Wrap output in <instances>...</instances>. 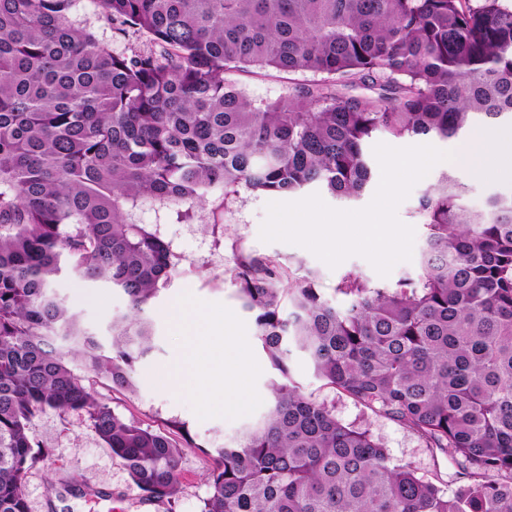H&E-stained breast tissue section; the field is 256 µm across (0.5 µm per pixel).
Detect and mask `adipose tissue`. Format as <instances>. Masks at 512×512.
I'll list each match as a JSON object with an SVG mask.
<instances>
[{"label":"adipose tissue","instance_id":"adipose-tissue-1","mask_svg":"<svg viewBox=\"0 0 512 512\" xmlns=\"http://www.w3.org/2000/svg\"><path fill=\"white\" fill-rule=\"evenodd\" d=\"M166 318L184 344L176 359L159 370L165 389L197 394L207 411L230 404L243 407L240 393L251 361L234 334L231 315L219 309L176 305L167 310Z\"/></svg>","mask_w":512,"mask_h":512}]
</instances>
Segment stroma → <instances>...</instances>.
<instances>
[{
    "label": "stroma",
    "mask_w": 512,
    "mask_h": 512,
    "mask_svg": "<svg viewBox=\"0 0 512 512\" xmlns=\"http://www.w3.org/2000/svg\"><path fill=\"white\" fill-rule=\"evenodd\" d=\"M445 174L456 176L464 184L462 202L471 208L485 207L492 196L512 194V182L476 181L460 166L433 167L397 209L399 219L414 227L415 240L411 260L395 265L386 277L379 276L359 256L349 257L332 269L303 247L262 242L259 232L270 198L244 189L229 206L210 203L193 223L161 225V232L172 240L182 260L170 284L146 309L153 324L154 348L136 366L133 392L115 391L103 384L98 391L115 413L142 427L168 430L180 442L193 440V447L184 449L181 457L180 491L170 503L147 499L83 417L49 411L34 423L37 440L43 447L53 449L54 454L38 461L27 475L25 490L31 512H106L111 505L121 512H200L209 490L207 474L212 466L207 448L217 443L235 445L244 430L264 415L271 398L269 384L274 371L254 339L253 319L242 308L237 287L228 273L236 249L277 257L297 275L315 273L325 298L342 303L336 285L347 272L359 273L378 285H390L419 272L425 241L419 201L425 190ZM54 290L79 313L84 327L99 336H109L113 317L126 310L125 297L104 285L79 284L64 276L55 281ZM175 303L201 304L232 314L235 333L248 346L254 365L244 409L206 413L195 395L168 392L160 386L157 370L174 360L180 350V340L165 317L166 309ZM290 368L304 392L324 402L337 418L370 430L388 448L393 463L411 464L428 478L441 477L445 490L457 486V469L447 457L424 448L414 434L397 423L375 416L324 385L301 352L292 353Z\"/></svg>",
    "instance_id": "35a3bbf8"
}]
</instances>
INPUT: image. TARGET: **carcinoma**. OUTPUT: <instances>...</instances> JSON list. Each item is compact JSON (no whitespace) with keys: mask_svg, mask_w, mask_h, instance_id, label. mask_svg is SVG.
Here are the masks:
<instances>
[{"mask_svg":"<svg viewBox=\"0 0 512 512\" xmlns=\"http://www.w3.org/2000/svg\"><path fill=\"white\" fill-rule=\"evenodd\" d=\"M0 0V512H30L29 470L52 451L34 421L77 413L147 496L180 490L183 448L98 396L134 391L152 349L145 308L181 261L158 223L210 200L320 188L354 198L376 133L448 141L512 121V8L500 0ZM314 79L256 101L237 76ZM364 88L367 94L347 95ZM423 194L421 272L389 287L341 278L342 308L308 273L239 250L229 269L279 379L265 416L214 460L201 512H512V196ZM63 272L123 292L104 346L53 291ZM301 350L326 385L448 456L446 494L394 464L367 429L290 377ZM77 15L81 20L87 22V26L90 30L96 33V35L109 40L114 48L121 50L126 45V42L123 39H116V37H112V31L104 21L98 19L94 5L90 0H81V2H79Z\"/></svg>","mask_w":512,"mask_h":512,"instance_id":"obj_1","label":"carcinoma"}]
</instances>
